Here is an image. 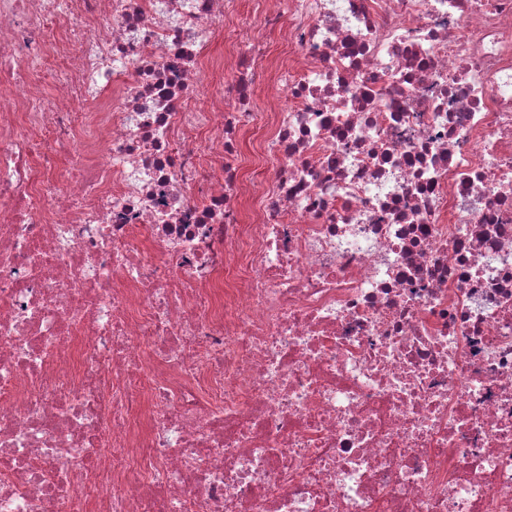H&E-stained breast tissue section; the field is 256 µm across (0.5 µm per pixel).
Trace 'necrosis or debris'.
Segmentation results:
<instances>
[{"label":"necrosis or debris","instance_id":"obj_1","mask_svg":"<svg viewBox=\"0 0 512 512\" xmlns=\"http://www.w3.org/2000/svg\"><path fill=\"white\" fill-rule=\"evenodd\" d=\"M254 13L0 0V512H512V0Z\"/></svg>","mask_w":512,"mask_h":512}]
</instances>
